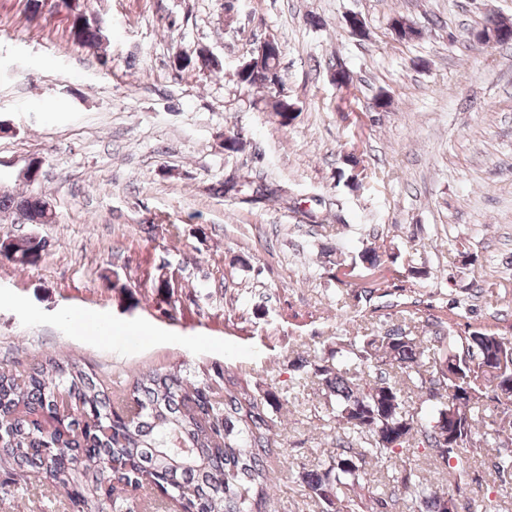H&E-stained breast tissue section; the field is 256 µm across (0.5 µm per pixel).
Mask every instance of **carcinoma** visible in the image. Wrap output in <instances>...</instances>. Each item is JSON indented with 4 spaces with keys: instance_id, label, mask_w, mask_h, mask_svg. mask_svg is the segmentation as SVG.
Masks as SVG:
<instances>
[{
    "instance_id": "carcinoma-1",
    "label": "carcinoma",
    "mask_w": 512,
    "mask_h": 512,
    "mask_svg": "<svg viewBox=\"0 0 512 512\" xmlns=\"http://www.w3.org/2000/svg\"><path fill=\"white\" fill-rule=\"evenodd\" d=\"M482 32L497 33L501 44L512 41V25L504 21L489 19ZM70 34L93 49L103 38L83 16ZM237 77L283 96L274 100L273 112L288 125L279 67L271 73L254 66ZM0 211L30 224L51 219L41 195H0ZM41 250L30 237L0 247L22 267L37 264ZM293 367L317 380L328 417L342 425L336 453L300 475L322 512H389L401 500L420 512H442L470 478L469 448L487 426L486 400L505 416L512 412V336L492 331L469 333L462 352L433 362L398 328L359 348L337 350L334 363L299 357ZM406 381L427 390L430 415L405 409ZM269 430L248 386L224 388V369L217 366L202 365L189 375L142 372L118 395L70 360L49 356L23 370L0 367V470L15 480L42 471L81 512H134L130 502L138 497L147 512H160L166 498L181 499L186 512H252L268 497ZM416 439L448 469L450 488L415 481L410 461L401 458L392 492L377 496L366 465L403 452ZM491 469L502 482L512 479V455L495 456Z\"/></svg>"
}]
</instances>
